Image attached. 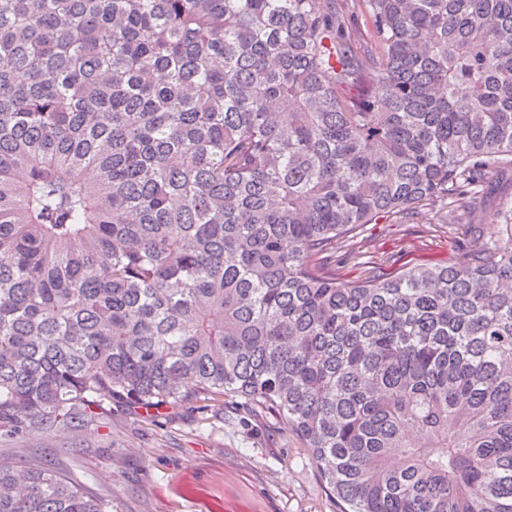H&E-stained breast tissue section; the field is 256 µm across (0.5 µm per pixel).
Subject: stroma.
<instances>
[{
    "label": "stroma",
    "mask_w": 512,
    "mask_h": 512,
    "mask_svg": "<svg viewBox=\"0 0 512 512\" xmlns=\"http://www.w3.org/2000/svg\"><path fill=\"white\" fill-rule=\"evenodd\" d=\"M512 197V174L492 178L475 212L451 224H369L336 272L356 278L364 263L382 272L456 262L474 224L495 225ZM300 443L270 416L246 415L234 399L218 409L144 410L121 403L43 435L0 437V458L44 457L109 499L112 512H332L320 474Z\"/></svg>",
    "instance_id": "stroma-1"
}]
</instances>
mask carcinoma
I'll return each instance as SVG.
<instances>
[{
	"label": "carcinoma",
	"mask_w": 512,
	"mask_h": 512,
	"mask_svg": "<svg viewBox=\"0 0 512 512\" xmlns=\"http://www.w3.org/2000/svg\"><path fill=\"white\" fill-rule=\"evenodd\" d=\"M0 0V433L238 400L335 512H512V0ZM364 18V25L358 24ZM37 458L0 512H108ZM512 172L493 177L484 200L470 216L465 215L454 224H366L361 241L351 249L336 250L332 264L343 279L356 278L364 263L383 260L381 272L390 273L402 267L421 263L450 264L456 262L470 240L466 224L496 226L499 203L512 196ZM336 261V262H335Z\"/></svg>",
	"instance_id": "cac0c4a2"
}]
</instances>
